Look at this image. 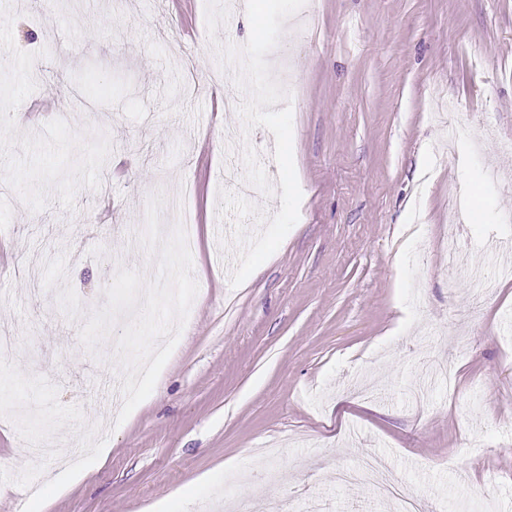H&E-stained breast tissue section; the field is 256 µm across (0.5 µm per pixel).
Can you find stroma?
Returning a JSON list of instances; mask_svg holds the SVG:
<instances>
[{
  "label": "stroma",
  "mask_w": 512,
  "mask_h": 512,
  "mask_svg": "<svg viewBox=\"0 0 512 512\" xmlns=\"http://www.w3.org/2000/svg\"><path fill=\"white\" fill-rule=\"evenodd\" d=\"M309 25L268 60L290 92L299 220L239 287L234 217L217 214L224 166L246 140L204 0H0V512H254L297 498L308 512H400L336 471L386 458L432 512H512V0H307ZM474 213L464 261L494 279L476 296L446 271L458 190ZM164 231L195 226L198 293L153 393L120 425L103 418L115 340L79 338L118 267L144 280L149 197ZM454 361V381L431 359ZM87 461L52 493L60 459L19 449L35 432ZM105 461L91 459L96 444ZM270 444L281 455L262 459ZM63 456V457H64Z\"/></svg>",
  "instance_id": "obj_1"
}]
</instances>
